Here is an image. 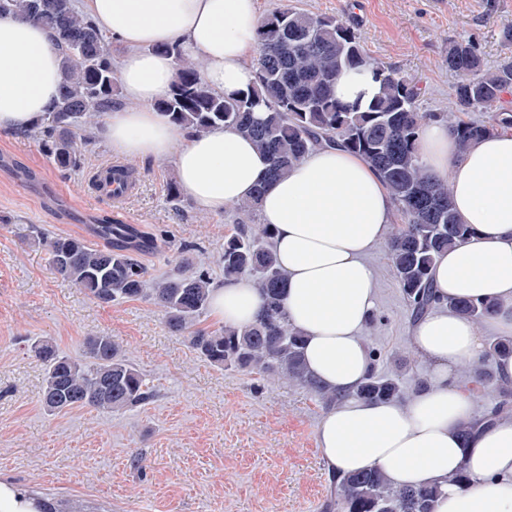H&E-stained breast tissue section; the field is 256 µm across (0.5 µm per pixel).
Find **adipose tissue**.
<instances>
[{
	"label": "adipose tissue",
	"mask_w": 512,
	"mask_h": 512,
	"mask_svg": "<svg viewBox=\"0 0 512 512\" xmlns=\"http://www.w3.org/2000/svg\"><path fill=\"white\" fill-rule=\"evenodd\" d=\"M83 10L122 50L119 80L124 106L101 128L113 153L128 159H173L184 192L206 212L250 199L263 182L268 160L234 127L189 135L155 108L176 73L174 56L155 45L177 44L200 60L209 87L224 96L250 91V58L257 45V0H83ZM61 53L40 23L0 17V129L23 130L58 96ZM380 83L371 68L344 72L338 99L367 104ZM422 162L447 180L449 197L473 234L441 253L433 285L442 305L417 320L409 337L426 365L424 384L404 402H365L352 395L372 370L362 338L376 309V272L369 250L389 237L394 203L376 171L338 146L312 149L288 175L267 188L262 223L274 230L273 250L284 274L282 299L290 323L305 336L309 370L343 392L316 431L331 470L376 468L400 487L437 481L444 488L436 512H512V417L473 427V395L462 372L484 356L485 331L512 336V131L457 154L447 125L424 124ZM264 183V182H263ZM496 301L479 325L448 312V298ZM262 298L249 279L225 282L211 293L219 321H254ZM472 425L469 438L460 430ZM467 466L465 487L447 485L448 474ZM54 502L0 479V512H53Z\"/></svg>",
	"instance_id": "ef3b65f1"
}]
</instances>
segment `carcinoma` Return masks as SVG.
I'll list each match as a JSON object with an SVG mask.
<instances>
[{
	"label": "carcinoma",
	"mask_w": 512,
	"mask_h": 512,
	"mask_svg": "<svg viewBox=\"0 0 512 512\" xmlns=\"http://www.w3.org/2000/svg\"><path fill=\"white\" fill-rule=\"evenodd\" d=\"M32 18L45 26L62 54V81L53 107L33 126L43 151L61 172L77 167L87 144L84 132L94 116L112 109L117 78L112 65V41L86 17L73 0H0V16ZM448 70L460 75L457 111L497 106L512 87V61L485 67L478 50L463 41L448 42ZM255 83L248 93L228 98L205 82L201 66L178 60L170 89L156 102L172 124L192 132L234 126L269 156L267 180L286 172L311 148L321 144L343 147L371 164L389 190L404 224L393 230L389 261L415 321L439 299L433 292L432 268L437 255L472 235L448 203V186L430 177L417 154L416 143L425 121L448 123L459 149L492 133L512 127V112L502 109L492 121H474L443 112H421L419 88L366 52L363 42L344 22L295 8H277L262 20L256 55ZM371 67L380 92L368 105H346L336 99V79L346 70ZM263 116L258 117L256 113ZM259 187L252 199L234 206L239 222L224 236L219 262L224 280L251 277L264 307L255 322L198 329L188 336L191 347L210 364L276 376L305 389L330 407L342 395L324 387L307 370L302 334L290 326L280 301L283 273L270 241L273 229L256 223ZM102 246L68 236L43 239L54 270L102 303L146 298L163 312L168 327L184 332L209 307L217 287L209 273L186 270L158 281L147 271L132 245L135 231L127 224L97 226ZM494 303L448 300V311L477 324L491 315ZM45 366L42 406L55 414L73 408L122 413L153 397L143 374L127 360L122 346L107 335L88 338L85 356L73 360L42 340L32 343ZM512 355V339L494 340L486 359L472 365V381L497 384L499 397L475 424L512 412V385L496 383L488 361ZM407 364L372 372L352 395L363 400L390 401L406 397L399 381ZM335 512H434L442 485L410 489L394 486L377 469L331 475Z\"/></svg>",
	"instance_id": "cac0c4a2"
}]
</instances>
